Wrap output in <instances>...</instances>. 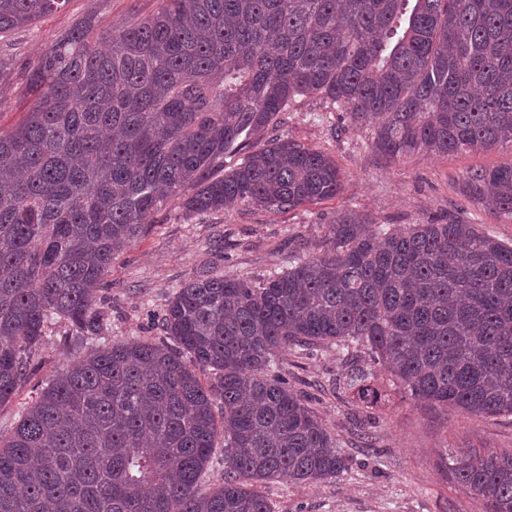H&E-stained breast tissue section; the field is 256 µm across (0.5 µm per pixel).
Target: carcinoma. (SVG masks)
I'll return each mask as SVG.
<instances>
[{"mask_svg": "<svg viewBox=\"0 0 512 512\" xmlns=\"http://www.w3.org/2000/svg\"><path fill=\"white\" fill-rule=\"evenodd\" d=\"M67 2L0 0V34ZM24 76L32 103L0 130V404L50 320L100 335L103 277L167 204L286 211L341 193L319 150H252L297 97L373 120L392 161L512 148V0H161L118 31L80 18ZM465 193L512 218V165L471 170ZM163 325L175 347L116 342L48 382L0 444V512H272L257 486L340 475L336 438L273 370L289 345L356 342L419 401L512 415V245L474 224L387 233L345 213L280 274L185 282ZM351 383L373 406L367 377ZM221 437L224 482L204 490ZM442 465L482 512H512V451Z\"/></svg>", "mask_w": 512, "mask_h": 512, "instance_id": "obj_1", "label": "carcinoma"}]
</instances>
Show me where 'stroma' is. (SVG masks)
<instances>
[{"label": "stroma", "instance_id": "1", "mask_svg": "<svg viewBox=\"0 0 512 512\" xmlns=\"http://www.w3.org/2000/svg\"><path fill=\"white\" fill-rule=\"evenodd\" d=\"M160 0H68L58 13L0 34V59L11 68L0 82V128L14 127L29 107L22 73L58 32L85 15L101 27L118 29L132 12L147 15ZM276 135L287 136L335 159L344 176L336 198L290 211L236 206L221 213L185 215L179 204L160 210L145 234L117 256L97 293L109 313L98 336L74 338L67 325L52 324L32 357L29 377L0 405V437L8 438L26 408L56 371L93 349L139 338L163 344L161 317L175 292L203 275L259 280L315 252L338 214L353 212L371 223L398 229L407 224L478 225L512 243V219H497L464 193L465 177L476 168L512 165V150L496 148L451 156L413 153L390 162L369 147V127L351 122L322 98H300L286 112ZM371 374L386 397L359 412L349 388L352 369ZM276 371L302 393L336 437L348 470L321 481H273L261 491L273 512H479L441 466L446 449H512V416L467 418L418 401L389 382L366 347H291L276 359Z\"/></svg>", "mask_w": 512, "mask_h": 512}]
</instances>
